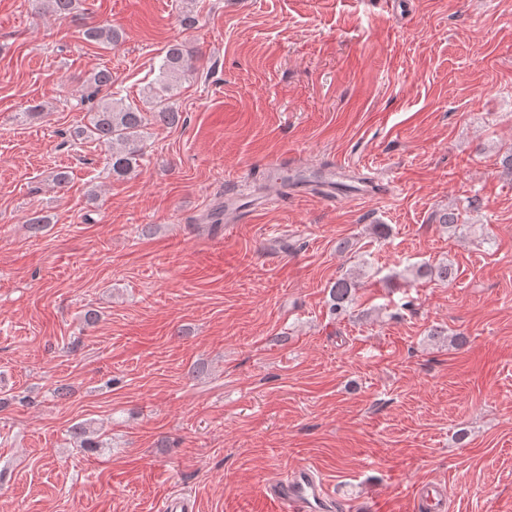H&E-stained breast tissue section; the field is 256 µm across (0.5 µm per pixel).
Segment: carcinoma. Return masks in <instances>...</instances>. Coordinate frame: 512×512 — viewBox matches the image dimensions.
I'll use <instances>...</instances> for the list:
<instances>
[{
	"instance_id": "obj_1",
	"label": "carcinoma",
	"mask_w": 512,
	"mask_h": 512,
	"mask_svg": "<svg viewBox=\"0 0 512 512\" xmlns=\"http://www.w3.org/2000/svg\"><path fill=\"white\" fill-rule=\"evenodd\" d=\"M37 9L64 19L75 12V0H31ZM84 36L87 41L115 47L121 42L118 30L106 24L91 22L86 24ZM197 69V58L189 53L181 41L172 40L165 47V54L156 78L144 88L146 102L154 107L155 121L174 125L179 121V113L168 104L182 81ZM80 104L87 105L90 112L89 133L104 146L112 175L123 179L134 171L143 157V134L147 125L142 109L131 106L112 92V72L102 69L93 74L82 85ZM416 279L432 275L443 282L453 280V267L442 264L432 267L421 264L412 268ZM356 282L349 277H340L330 286L331 315L347 313L353 304Z\"/></svg>"
}]
</instances>
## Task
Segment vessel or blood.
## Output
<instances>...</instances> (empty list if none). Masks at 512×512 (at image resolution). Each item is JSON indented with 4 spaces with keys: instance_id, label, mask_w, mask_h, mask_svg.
Instances as JSON below:
<instances>
[{
    "instance_id": "obj_1",
    "label": "vessel or blood",
    "mask_w": 512,
    "mask_h": 512,
    "mask_svg": "<svg viewBox=\"0 0 512 512\" xmlns=\"http://www.w3.org/2000/svg\"><path fill=\"white\" fill-rule=\"evenodd\" d=\"M269 172V181L263 188L249 192L237 187L226 189L221 217L225 229H232L244 216L264 209L272 196H284L291 190L301 194L314 192L330 202L361 201L380 193L378 183L352 176L349 166L338 162L325 166L317 178L307 179L303 176V167L284 156L270 162ZM265 494L281 505L284 512H320L327 490L310 467L301 466L289 475L270 481ZM416 500V512H444L447 486L439 481L427 483L417 492Z\"/></svg>"
}]
</instances>
